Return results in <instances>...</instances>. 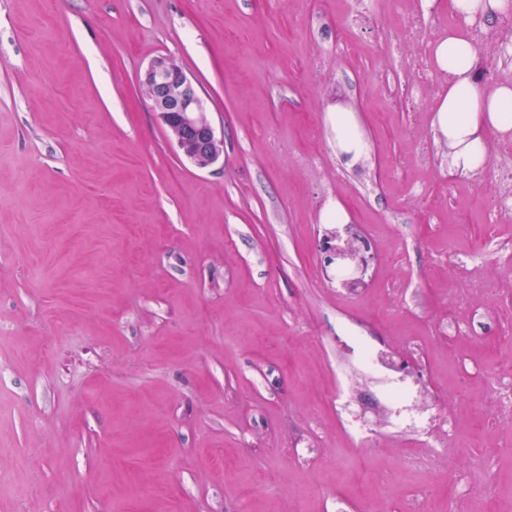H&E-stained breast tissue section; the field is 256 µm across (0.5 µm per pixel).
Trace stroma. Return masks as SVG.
I'll return each mask as SVG.
<instances>
[{
  "label": "stroma",
  "mask_w": 512,
  "mask_h": 512,
  "mask_svg": "<svg viewBox=\"0 0 512 512\" xmlns=\"http://www.w3.org/2000/svg\"><path fill=\"white\" fill-rule=\"evenodd\" d=\"M403 12L428 39L453 21L425 0H0V512H406L421 485L428 512L458 491L512 512V453L484 458L512 441L487 385L512 373V222L491 219L511 153L490 137L483 170L449 175L445 78L412 94ZM159 56L224 140L209 168L142 94ZM336 201L370 257L354 289L324 264ZM357 336L455 391L450 461L406 470L395 434L351 446ZM334 124L336 125V139L339 141L341 148L347 153L357 155L361 150V142L351 113L336 112Z\"/></svg>",
  "instance_id": "obj_1"
}]
</instances>
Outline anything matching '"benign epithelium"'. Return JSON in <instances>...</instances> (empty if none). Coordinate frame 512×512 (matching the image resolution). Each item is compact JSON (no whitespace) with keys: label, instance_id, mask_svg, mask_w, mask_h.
Segmentation results:
<instances>
[{"label":"benign epithelium","instance_id":"7a95c632","mask_svg":"<svg viewBox=\"0 0 512 512\" xmlns=\"http://www.w3.org/2000/svg\"><path fill=\"white\" fill-rule=\"evenodd\" d=\"M142 85L149 92L152 112L192 164L205 169L224 156V142L207 115L198 85L180 66L157 57L145 71Z\"/></svg>","mask_w":512,"mask_h":512}]
</instances>
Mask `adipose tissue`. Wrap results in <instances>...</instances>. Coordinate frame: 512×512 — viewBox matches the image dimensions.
I'll return each mask as SVG.
<instances>
[{
    "instance_id": "ef3b65f1",
    "label": "adipose tissue",
    "mask_w": 512,
    "mask_h": 512,
    "mask_svg": "<svg viewBox=\"0 0 512 512\" xmlns=\"http://www.w3.org/2000/svg\"><path fill=\"white\" fill-rule=\"evenodd\" d=\"M450 6L463 24L432 46L433 65L447 81L433 125L448 143L450 172L470 173L486 164L488 133H512V85L490 86L478 79V54L465 26L511 13L512 0H450Z\"/></svg>"
}]
</instances>
